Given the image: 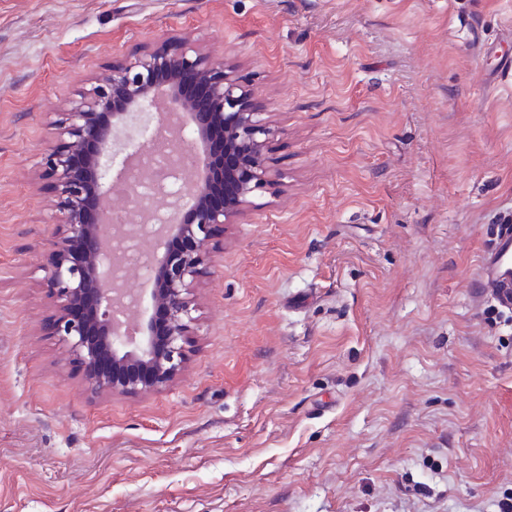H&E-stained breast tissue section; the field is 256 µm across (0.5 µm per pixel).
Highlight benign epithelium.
<instances>
[{"mask_svg":"<svg viewBox=\"0 0 512 512\" xmlns=\"http://www.w3.org/2000/svg\"><path fill=\"white\" fill-rule=\"evenodd\" d=\"M187 77L203 90L195 101L181 94ZM151 111L163 123L176 120L179 134L155 142L175 157H189L197 176L173 193L162 215L137 182L124 183L129 207L142 220L140 237L153 241L145 304L113 273V242L125 230L112 223L111 183L117 132ZM103 114L112 121L102 123ZM261 115L233 63L170 37L112 65L62 113L59 143L43 174L60 214L46 252L44 285L55 307L46 328L75 356L91 394L159 392L185 371L192 289L211 263L208 244L271 181V128ZM168 238L185 240V249L161 251Z\"/></svg>","mask_w":512,"mask_h":512,"instance_id":"obj_1","label":"benign epithelium"}]
</instances>
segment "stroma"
I'll list each match as a JSON object with an SVG mask.
<instances>
[{
  "label": "stroma",
  "instance_id": "1",
  "mask_svg": "<svg viewBox=\"0 0 512 512\" xmlns=\"http://www.w3.org/2000/svg\"><path fill=\"white\" fill-rule=\"evenodd\" d=\"M237 65L272 182L209 245L183 375L94 397L44 326L39 178L159 36ZM512 0H0V512H499ZM479 278L500 306L512 309V222L498 225L493 248L480 257Z\"/></svg>",
  "mask_w": 512,
  "mask_h": 512
}]
</instances>
